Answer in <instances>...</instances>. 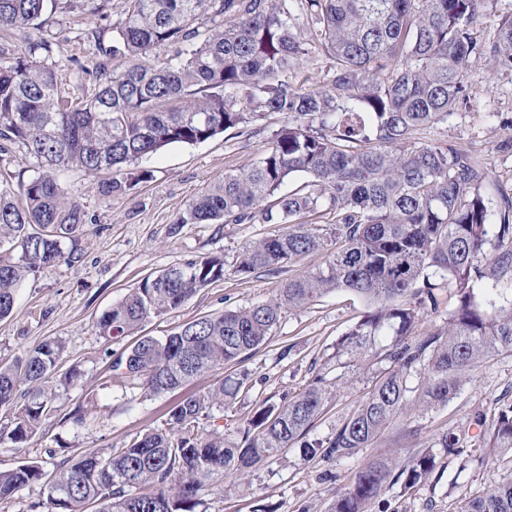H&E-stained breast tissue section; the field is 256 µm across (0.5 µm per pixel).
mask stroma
<instances>
[{
	"instance_id": "1",
	"label": "stroma",
	"mask_w": 512,
	"mask_h": 512,
	"mask_svg": "<svg viewBox=\"0 0 512 512\" xmlns=\"http://www.w3.org/2000/svg\"><path fill=\"white\" fill-rule=\"evenodd\" d=\"M94 5L92 14H61L62 33L51 59L59 83L76 100L92 92L79 67L93 62L94 35L119 20L123 0H95ZM465 82L467 100L447 122L417 134L416 140L454 143L487 170L489 177L481 192L494 211L502 195L512 196V71L497 68L486 54L472 60ZM285 121V116L271 114L203 143L169 145L141 161L149 178L123 194L103 196L100 177L82 170L59 171V181L71 189L90 219L81 240V257L60 261L26 280L11 316L0 321V361L13 360L44 340L59 339L65 345L64 367H77L81 376L25 447L0 442V470L35 460L50 472L87 452L124 447L146 431L165 428L169 410L181 398L206 393L244 370L249 378L236 397L209 408L200 418L201 430L219 431L233 441L260 404H282L317 373L335 371L338 337L368 310L364 300L344 290L286 313L269 340L242 362L156 396L138 386L127 390L110 386L108 354L123 351L132 340L108 342L96 330L102 312L141 279L198 256H223V280L179 309L144 322L141 335L163 336L200 316L264 301L289 278L322 263V255L312 254L279 273L244 277L235 271L239 252L256 239L282 233L283 225L175 221L210 183L249 166ZM370 386L371 375L364 370L331 385L327 408L312 428L311 438L331 436ZM504 396L512 398V353L485 362L464 377L459 393L446 406L391 425L355 458L308 463L298 450H288L250 473L246 482L229 474L221 488L201 490L199 512H258L263 506L270 512H329L337 487L363 461L381 456L406 460L412 449L435 444L443 433L468 427L476 414L492 417L497 400ZM77 408L85 413L84 423L70 417ZM484 453L478 441H471V461L465 467L455 457L438 454L439 480L408 492L397 485L390 487L372 505V512H454L458 499L512 480V465L483 464Z\"/></svg>"
}]
</instances>
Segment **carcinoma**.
<instances>
[{"label":"carcinoma","mask_w":512,"mask_h":512,"mask_svg":"<svg viewBox=\"0 0 512 512\" xmlns=\"http://www.w3.org/2000/svg\"><path fill=\"white\" fill-rule=\"evenodd\" d=\"M59 2L0 0L1 30L40 33L16 51L0 46V153L23 148L39 168L16 190L0 181V319L28 277L78 256L87 217L58 169L120 171L168 145L203 143L278 113L288 121L259 157L224 174L174 223L288 225L242 249L240 275L277 273L312 253L324 261L263 303L198 317L162 338L139 337L112 362L111 382L171 392L241 361L286 312L345 289L370 310L336 342V379L365 364L372 386L324 441L309 439L326 401L328 378L319 373L287 402L256 408L236 442L199 431L207 409L224 403L221 383L180 400L168 428L118 451H91L48 477L33 461L0 471V500L44 479L48 512H87L94 503L98 512H196L203 487L228 471L244 479L296 445L305 461L356 457L412 409L448 404L466 373L512 352V199L504 197L492 223L481 194L487 173L473 158L450 142H413L466 100L465 73L485 54L471 33L482 0H125L112 39L98 34L93 66H79L95 89L81 101L63 95L49 64ZM301 19L331 59L323 86L312 90L288 81L309 55L294 34ZM162 45L171 54L158 59ZM491 52L512 70V18L498 23ZM293 174L308 181L279 193ZM145 176L111 179L104 193ZM326 215L322 232L306 228ZM222 279L224 259L212 255L148 275L98 317V333L134 336L148 318ZM439 279L448 281L446 300ZM428 316L441 324L418 331ZM64 352L50 339L0 364V407L11 409L0 441L24 447L80 377L74 367L61 372ZM475 425L488 462L512 460V400L492 424L479 415ZM463 443L440 439L455 457L467 455ZM436 468L430 448L402 466L371 459L336 491L331 512H368L386 487L408 492ZM455 512H512V481L460 500Z\"/></svg>","instance_id":"cac0c4a2"}]
</instances>
